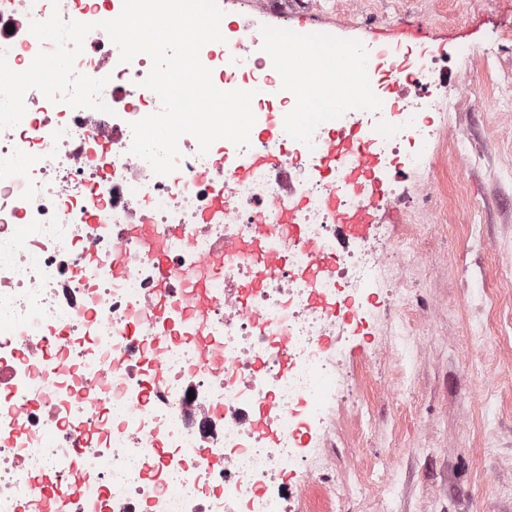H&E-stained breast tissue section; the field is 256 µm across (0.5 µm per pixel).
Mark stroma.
Instances as JSON below:
<instances>
[{"label":"stroma","mask_w":512,"mask_h":512,"mask_svg":"<svg viewBox=\"0 0 512 512\" xmlns=\"http://www.w3.org/2000/svg\"><path fill=\"white\" fill-rule=\"evenodd\" d=\"M261 20L349 45L409 27L452 64L471 59L474 94L435 114L425 173L399 176L400 207L376 213L398 233L422 227L409 300L386 319L418 329L422 348L383 352L376 319L346 344L362 414L333 451L343 512H512V0H265Z\"/></svg>","instance_id":"35a3bbf8"}]
</instances>
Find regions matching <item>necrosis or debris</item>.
<instances>
[{
	"label": "necrosis or debris",
	"instance_id": "necrosis-or-debris-1",
	"mask_svg": "<svg viewBox=\"0 0 512 512\" xmlns=\"http://www.w3.org/2000/svg\"><path fill=\"white\" fill-rule=\"evenodd\" d=\"M122 7L0 0V52L16 71L52 48L31 21L56 11L93 24L75 67L105 79L107 106L73 109L32 89L21 123L0 130V351L13 365L0 381V512L41 497L38 476L65 487L74 464L87 491L70 512H286L292 474L324 485L339 512L349 486L330 479L325 446L354 400L344 339L371 309L404 304L412 248L343 237L335 211L391 206L393 175L427 166L434 113L449 89L468 86L449 82L444 54L424 45L371 43L358 50L367 67L346 76L349 107L321 112L335 68L304 64L299 44L287 68H273L253 23L243 54L221 43L200 53L219 89L254 91L248 147L221 139L202 155L185 135L176 170L158 175L130 152L132 123L160 108L141 85L151 61L120 62L96 27ZM341 134L374 159L370 183L327 165ZM266 152L276 169L238 176V160ZM136 224L165 236L162 254ZM116 254L121 277L109 268ZM199 278L212 305L196 339L187 329ZM162 281L166 319L150 308ZM18 418L21 451L10 438Z\"/></svg>",
	"mask_w": 512,
	"mask_h": 512
}]
</instances>
